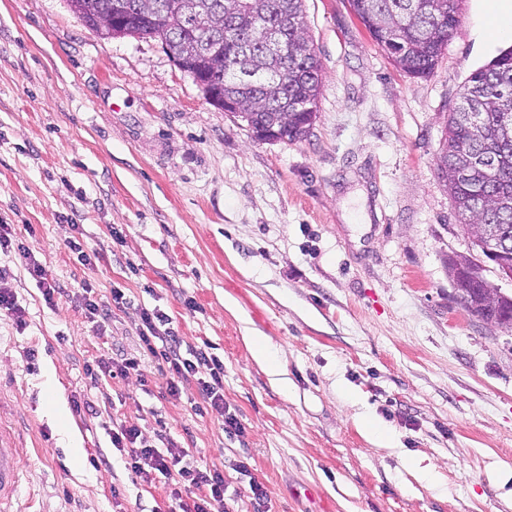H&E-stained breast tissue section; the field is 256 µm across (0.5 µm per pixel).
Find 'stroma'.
Returning a JSON list of instances; mask_svg holds the SVG:
<instances>
[{"instance_id":"35a3bbf8","label":"stroma","mask_w":512,"mask_h":512,"mask_svg":"<svg viewBox=\"0 0 512 512\" xmlns=\"http://www.w3.org/2000/svg\"><path fill=\"white\" fill-rule=\"evenodd\" d=\"M304 9L317 118L304 140L267 142L159 40L100 38L67 0H0V224L17 243L0 265L26 321L0 315V426L23 448L13 512H162L164 478L133 483L111 444L121 421L222 472L230 512H254L253 480L270 512H512V329L456 297L448 258L473 244L436 165L460 88L507 44L485 0H464L433 74L413 77L348 0ZM27 251L64 286L55 305ZM87 280L111 308L100 336L76 298ZM144 306L223 361L242 432L196 387L172 399L152 359L87 376L139 353ZM141 359L136 357H123L120 359H103L100 358L95 361V365L97 373L101 372L102 374H108L112 376V378L127 377L130 374V371H139V367L141 364Z\"/></svg>"}]
</instances>
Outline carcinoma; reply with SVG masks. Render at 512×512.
Here are the masks:
<instances>
[{
  "mask_svg": "<svg viewBox=\"0 0 512 512\" xmlns=\"http://www.w3.org/2000/svg\"><path fill=\"white\" fill-rule=\"evenodd\" d=\"M162 12L144 18L141 0H68L70 9L103 39L113 35L96 26L100 18L120 12L125 35L156 38L181 70L210 81L226 101L249 105L232 116L253 128L291 101L280 139L308 137L318 112L321 65L308 34L303 0H156ZM463 0H349L354 15L375 19L381 28L368 30L400 71L426 77L461 22ZM288 11L294 23L278 29ZM220 19L203 30L196 18ZM278 30L282 54L267 48V34ZM437 169L448 187L461 224H495L512 239V48L501 51L470 74L458 102L448 114ZM487 206L475 210L477 197ZM474 275L456 283L472 314L484 321L493 314L509 316L512 296L498 310L482 306L476 288L484 277L482 261L472 258Z\"/></svg>",
  "mask_w": 512,
  "mask_h": 512,
  "instance_id": "obj_1",
  "label": "carcinoma"
}]
</instances>
